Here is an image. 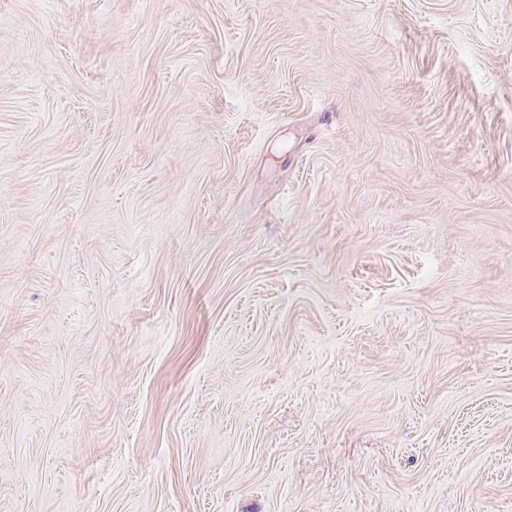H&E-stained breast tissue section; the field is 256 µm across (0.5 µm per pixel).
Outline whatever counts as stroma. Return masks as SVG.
Segmentation results:
<instances>
[{
	"instance_id": "1",
	"label": "stroma",
	"mask_w": 512,
	"mask_h": 512,
	"mask_svg": "<svg viewBox=\"0 0 512 512\" xmlns=\"http://www.w3.org/2000/svg\"><path fill=\"white\" fill-rule=\"evenodd\" d=\"M0 512H512V0H0Z\"/></svg>"
}]
</instances>
